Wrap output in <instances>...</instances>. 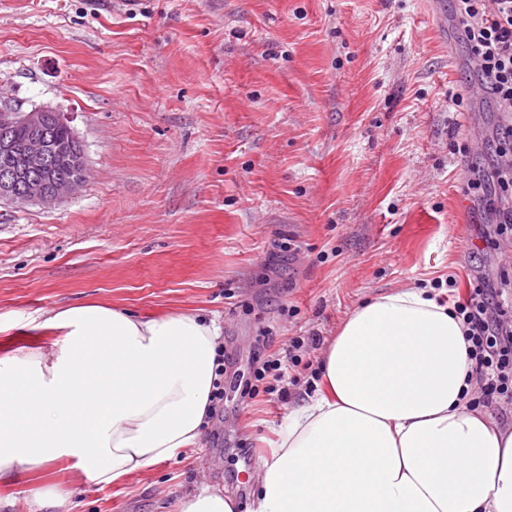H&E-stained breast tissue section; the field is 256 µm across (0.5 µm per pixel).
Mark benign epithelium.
Here are the masks:
<instances>
[{
  "label": "benign epithelium",
  "instance_id": "benign-epithelium-1",
  "mask_svg": "<svg viewBox=\"0 0 512 512\" xmlns=\"http://www.w3.org/2000/svg\"><path fill=\"white\" fill-rule=\"evenodd\" d=\"M54 123L67 124L59 112L34 108L23 112L17 108L0 107V200L13 204L52 205L74 194L84 184L85 162H75L77 171L62 175L54 173L58 149L50 135ZM20 126L27 131L21 140L10 131Z\"/></svg>",
  "mask_w": 512,
  "mask_h": 512
}]
</instances>
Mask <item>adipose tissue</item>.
<instances>
[{
  "instance_id": "obj_1",
  "label": "adipose tissue",
  "mask_w": 512,
  "mask_h": 512,
  "mask_svg": "<svg viewBox=\"0 0 512 512\" xmlns=\"http://www.w3.org/2000/svg\"><path fill=\"white\" fill-rule=\"evenodd\" d=\"M51 348L0 357V482L68 460L98 485L199 447L222 329L196 313L53 311ZM258 471L254 512H512V429L471 408L461 320L433 289L379 295L321 358ZM178 512H234L224 490Z\"/></svg>"
}]
</instances>
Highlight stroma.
<instances>
[{
    "instance_id": "obj_1",
    "label": "stroma",
    "mask_w": 512,
    "mask_h": 512,
    "mask_svg": "<svg viewBox=\"0 0 512 512\" xmlns=\"http://www.w3.org/2000/svg\"><path fill=\"white\" fill-rule=\"evenodd\" d=\"M476 85L429 0H0V105L60 112L89 170L54 205L0 201V356L99 302L217 317L227 358L202 448L109 485L53 464L0 484L14 512L52 484L74 512H177L201 482L252 512L305 397L244 398L258 339L331 338L365 299L439 277L444 298L512 282V243L482 246L465 192L505 123Z\"/></svg>"
}]
</instances>
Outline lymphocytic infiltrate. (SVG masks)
Instances as JSON below:
<instances>
[{"label": "lymphocytic infiltrate", "instance_id": "f902f5d3", "mask_svg": "<svg viewBox=\"0 0 512 512\" xmlns=\"http://www.w3.org/2000/svg\"><path fill=\"white\" fill-rule=\"evenodd\" d=\"M462 27L481 82L499 109L512 110V0H455ZM499 162L489 176H474L467 182V194L483 193L485 182L497 186L495 234L512 229V124L505 127L497 147ZM453 311L465 328L470 370L467 382L475 394L470 403L492 407L512 405V303L504 291L479 281L467 295L453 304ZM319 336H292L279 349L261 343L255 349L253 371L243 383L249 398L259 393L278 394L287 399L284 385L289 369L298 367L301 355L317 350Z\"/></svg>", "mask_w": 512, "mask_h": 512}]
</instances>
